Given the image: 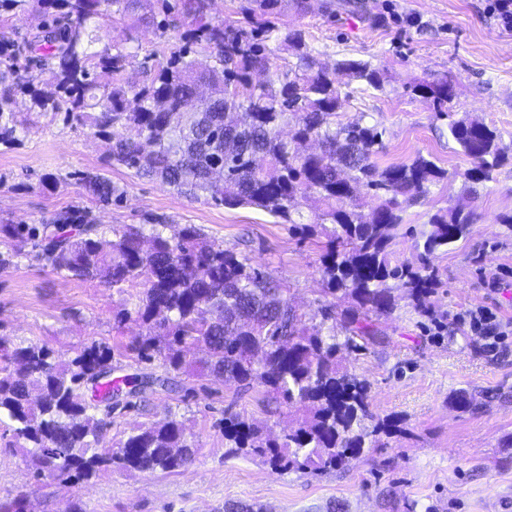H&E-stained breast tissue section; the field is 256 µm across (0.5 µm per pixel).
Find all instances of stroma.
<instances>
[{
  "label": "stroma",
  "instance_id": "stroma-1",
  "mask_svg": "<svg viewBox=\"0 0 512 512\" xmlns=\"http://www.w3.org/2000/svg\"><path fill=\"white\" fill-rule=\"evenodd\" d=\"M332 2V14L323 12L321 0L301 14L284 0L279 23L301 29L327 67L354 58L384 69L383 90L347 86L341 120L383 128L379 165L422 155L447 173L425 198L402 201L394 259L414 260L437 211L459 206L474 214L468 238L433 260L438 284L430 316L399 303L377 322L384 343L347 356L348 369L370 387L373 412L400 418L403 434L321 475L275 471L252 457L228 460L226 413L278 433L290 408L260 386L244 390L178 372V391L147 388L132 395V407L114 409L100 445L116 447L131 428L171 415L199 444L187 469L143 474L116 468L74 483L41 479L29 470L26 450L0 426V499L24 496L28 512H72L78 503L87 512H224L232 501L262 505L264 512H512V335L504 341L506 355L494 358L462 320L469 309L487 307L512 321V234L500 222L512 214V162L478 194H468L463 173L470 160L448 136L449 121L476 118L496 127L512 147V29L490 14L492 0ZM184 31L181 25L163 33L144 27L131 36L107 16L96 22L95 46L122 49L124 78L140 82L155 57L181 46ZM442 77L454 93L444 113L409 90ZM22 121L20 144L0 147V224L38 227L76 210L107 227L160 224L167 236L193 224L272 274L300 313L320 321L325 237L301 235L255 207L190 198L159 180L130 177L112 165L108 141L89 127L49 114L28 113ZM81 173L106 176L122 189L121 198L99 203L78 182ZM48 175L58 178L57 188L43 185ZM138 293L65 277L29 247L0 270V338L47 345L64 364L81 346H117L113 376L160 375L161 360H139L129 349L139 324H114L117 312L134 308ZM461 388L482 398L483 409H452L448 398Z\"/></svg>",
  "mask_w": 512,
  "mask_h": 512
}]
</instances>
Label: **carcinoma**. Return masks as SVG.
<instances>
[{
  "instance_id": "carcinoma-1",
  "label": "carcinoma",
  "mask_w": 512,
  "mask_h": 512,
  "mask_svg": "<svg viewBox=\"0 0 512 512\" xmlns=\"http://www.w3.org/2000/svg\"><path fill=\"white\" fill-rule=\"evenodd\" d=\"M46 17L52 52L38 59L50 77L23 88L29 112L63 113L112 135V164L155 178L179 192L204 193L228 207L254 205L301 234L327 237L321 259L322 292L328 301L322 321L307 324L284 296V288L248 258L206 239L193 224L177 236H146L140 227L112 228V238L90 224L77 235L59 226L38 229L1 224L0 235L18 242L41 239L55 269L81 281L112 288L140 286L134 311L120 312L144 333L132 344L141 360L159 358L173 371L198 378L216 376L250 388L261 386L274 399L303 411L283 435L238 414L224 419V458H261L277 471L323 473L340 468L381 437L400 434L397 421L370 410L367 382L352 373L341 353L362 352L382 343L375 320L406 299L419 313L436 285L432 264L438 252L466 238L473 213L461 207L439 211L416 245L414 262L392 260L395 231L403 221L399 198L417 201L445 172L418 156L409 164L379 167L383 148L377 125L338 120L343 98L336 72L375 90L384 70L344 59L329 71L318 65L302 31L279 26L283 0H240L246 25L215 21L209 0H37ZM112 15L136 33L151 25L166 30L176 17L187 25L179 50L156 61L149 79L131 85L121 78L126 55L105 47L92 51L89 27ZM288 48L296 63L279 86H252V74L273 64L270 42ZM29 41H0V145L19 143L16 107L19 61H33ZM99 69L109 84L91 79ZM411 93L448 111L453 89L446 79L421 81ZM448 132L472 160L463 173L470 193L490 182L509 156L495 128L461 118ZM314 140L319 151L303 145ZM82 182L102 202L122 194L108 179L87 174ZM377 206L357 210L359 189ZM313 194L325 208L314 224L295 218L298 199ZM347 305L339 310L336 300ZM0 421L6 419L27 449L34 477L89 478L116 466L142 473L175 472L193 461L195 443L172 416L137 427L112 452L99 451L112 425L107 384L91 385L112 367V348L92 344L63 366L44 345L12 349L0 339ZM450 405L473 412L472 394L457 390Z\"/></svg>"
}]
</instances>
